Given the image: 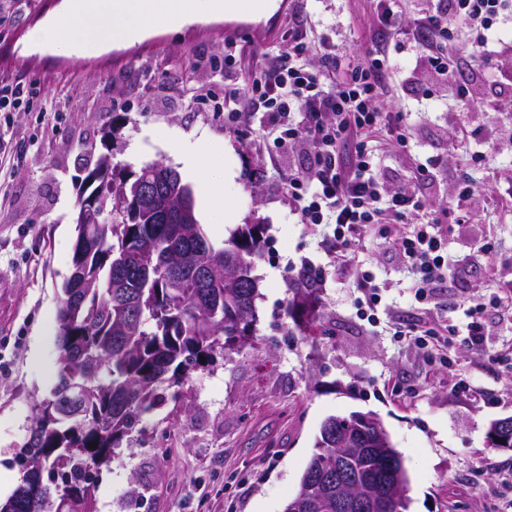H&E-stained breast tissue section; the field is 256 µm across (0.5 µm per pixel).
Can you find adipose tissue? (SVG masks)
Returning a JSON list of instances; mask_svg holds the SVG:
<instances>
[{
	"label": "adipose tissue",
	"mask_w": 512,
	"mask_h": 512,
	"mask_svg": "<svg viewBox=\"0 0 512 512\" xmlns=\"http://www.w3.org/2000/svg\"><path fill=\"white\" fill-rule=\"evenodd\" d=\"M228 0H73L53 28L36 32L35 40L69 52L84 39L87 48L133 39L147 28L177 29L229 10Z\"/></svg>",
	"instance_id": "1"
}]
</instances>
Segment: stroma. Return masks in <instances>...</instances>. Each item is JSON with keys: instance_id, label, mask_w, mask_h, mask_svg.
Instances as JSON below:
<instances>
[{"instance_id": "stroma-1", "label": "stroma", "mask_w": 512, "mask_h": 512, "mask_svg": "<svg viewBox=\"0 0 512 512\" xmlns=\"http://www.w3.org/2000/svg\"><path fill=\"white\" fill-rule=\"evenodd\" d=\"M70 0H18L0 22V48L21 56L0 66V79L23 76L36 94L0 112V138L10 161L0 170V461L11 473L0 486L6 500L20 481L15 456L29 438L34 405L56 382L57 311L72 270L75 218L85 177L99 157L132 176L160 162L181 175L193 194L195 216L220 245L240 225L264 226L260 322L253 347L217 355L188 375L184 405L166 403L147 416L131 447L117 449L97 475L98 512H284L331 415L372 413L381 419L409 478V512H512V450L491 447L493 420L512 416V310L488 326L484 346L453 343L452 368L432 366L422 350L392 336L411 321L458 323L473 300H488L512 280V150L496 146L512 123V103L480 98L461 107L454 86L426 99L409 76L411 51L389 53L385 110L404 113L409 144L378 137L381 176L391 187L409 184L414 168L436 157L428 193L456 206L461 170L479 194L468 202L471 223L449 225L448 247L466 270L430 303L415 302L393 243L365 236L354 257L373 267L383 286L379 320L356 314L355 288L342 261L320 248L325 226L297 223L277 156L261 130L217 111L224 101L225 19L180 31H152L132 43L92 53L58 54L33 40L51 27ZM314 37L355 56L376 25L373 0H304ZM460 74L482 70L488 82L512 74V60L486 63L470 53L458 28ZM481 128V142L467 135ZM485 155L470 162L476 146ZM197 152L215 198L207 200L181 152ZM238 221H224L226 210ZM497 253L485 257V242ZM324 264L319 289L329 335L306 338L286 319L289 279L303 263ZM472 390L454 393L453 374Z\"/></svg>"}]
</instances>
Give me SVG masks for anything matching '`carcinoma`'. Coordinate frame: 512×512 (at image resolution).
Segmentation results:
<instances>
[{"label": "carcinoma", "mask_w": 512, "mask_h": 512, "mask_svg": "<svg viewBox=\"0 0 512 512\" xmlns=\"http://www.w3.org/2000/svg\"><path fill=\"white\" fill-rule=\"evenodd\" d=\"M160 203L140 208L133 219L95 225L96 236L80 224L72 269L85 276L78 317L65 303L75 288L67 280L57 315V381L35 405L26 444L17 453L21 479L0 512H97L95 484L88 480L94 460L109 464L113 450L133 443L143 416L165 397L181 400L178 387L193 368L210 364L214 354L238 353L252 346L259 323L258 279L252 275L262 257L263 228L245 224L217 246L200 224L163 221L162 203L193 206L181 178L162 188ZM214 279L198 288L200 270ZM293 297L284 315L306 337L328 334L320 314L321 298L308 271L291 284ZM205 361H199V357ZM341 429L362 443L371 424L344 417ZM312 461L323 480H301L295 497L306 512H336V484L329 476L344 472L347 482L385 507L375 512H408L409 479L388 463L391 448H347L336 455V433L320 431ZM58 475V485L44 474ZM406 495L389 496L394 485Z\"/></svg>", "instance_id": "carcinoma-1"}]
</instances>
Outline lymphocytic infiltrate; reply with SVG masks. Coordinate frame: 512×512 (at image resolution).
I'll return each mask as SVG.
<instances>
[{
    "instance_id": "f902f5d3",
    "label": "lymphocytic infiltrate",
    "mask_w": 512,
    "mask_h": 512,
    "mask_svg": "<svg viewBox=\"0 0 512 512\" xmlns=\"http://www.w3.org/2000/svg\"><path fill=\"white\" fill-rule=\"evenodd\" d=\"M426 2L425 10L406 19L393 10L392 0H377V31L369 49L353 61L310 39L311 24L296 7L288 11V45L283 50L250 53L233 41L224 46L225 76L244 71L249 77L243 86L225 90V111L236 113L243 127L267 128L277 152L299 151L307 159L305 167L284 177L299 223L330 226L324 251L344 260L366 233H386L391 224L409 225L396 245L413 271L414 297L421 303L454 275L457 261L424 191L439 160L420 165L410 185L389 189L369 145L378 127L396 144L407 143L403 115L382 111L379 102L388 79V48L412 47L417 66L434 82L459 81L464 105L479 94L482 79L476 72L457 75L453 19H462L473 32L471 52L476 57L512 50V44L487 35L502 0ZM486 311V303L478 302L465 310L461 324L445 330L410 324L397 336L423 350L447 348L450 337L460 336L467 347L477 349L484 341Z\"/></svg>"
}]
</instances>
